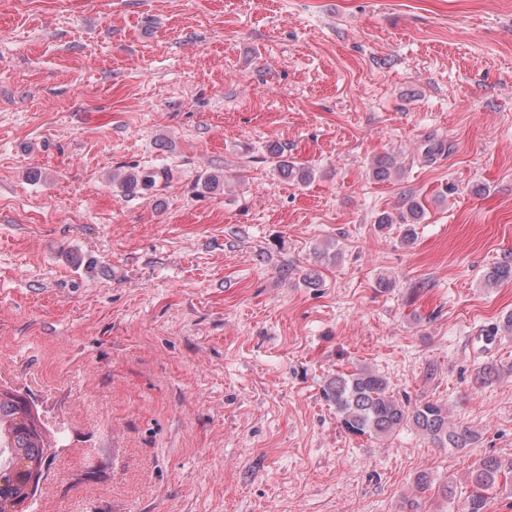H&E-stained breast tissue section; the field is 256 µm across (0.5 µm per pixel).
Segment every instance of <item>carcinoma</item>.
<instances>
[{"label": "carcinoma", "mask_w": 512, "mask_h": 512, "mask_svg": "<svg viewBox=\"0 0 512 512\" xmlns=\"http://www.w3.org/2000/svg\"><path fill=\"white\" fill-rule=\"evenodd\" d=\"M271 158L280 173L305 184L314 177V169L290 160L286 148H270ZM394 159L383 155L376 159L373 178L378 181L391 177ZM163 171L129 168L112 176V182L125 196L149 191L156 186ZM224 183V176L204 172L199 175L197 186L203 193L217 190ZM424 216L422 205L412 199L403 203L398 215L381 214L376 224L381 230L395 223L402 225V239L411 243L415 239V225ZM512 280V252L501 262L488 268L484 283L494 287ZM323 398L334 406L341 426L355 435L385 437L397 429L410 425L427 435L440 448H467L475 439L467 427L448 426V412L437 401H423L415 405L395 397L389 382L382 375L365 367L342 372L330 378L323 388ZM45 435L37 430L32 417L20 405L17 396L0 390V512H8L10 505L25 493L28 468L33 465L47 467L53 457L46 452ZM512 473V462L505 463L497 457L476 461L470 471V492L466 512H485L487 494L498 487L499 479Z\"/></svg>", "instance_id": "carcinoma-1"}]
</instances>
